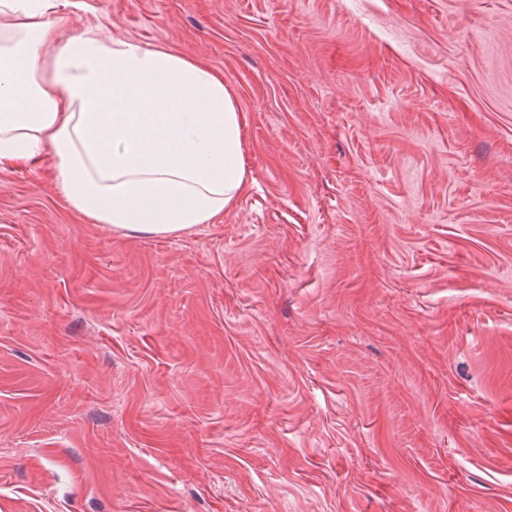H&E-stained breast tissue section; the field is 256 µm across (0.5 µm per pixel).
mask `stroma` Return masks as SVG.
I'll list each match as a JSON object with an SVG mask.
<instances>
[{"label": "stroma", "mask_w": 512, "mask_h": 512, "mask_svg": "<svg viewBox=\"0 0 512 512\" xmlns=\"http://www.w3.org/2000/svg\"><path fill=\"white\" fill-rule=\"evenodd\" d=\"M201 59L249 184L88 224L0 171V512H512V0H85Z\"/></svg>", "instance_id": "35a3bbf8"}]
</instances>
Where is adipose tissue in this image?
Instances as JSON below:
<instances>
[{
    "mask_svg": "<svg viewBox=\"0 0 512 512\" xmlns=\"http://www.w3.org/2000/svg\"><path fill=\"white\" fill-rule=\"evenodd\" d=\"M64 0H0V169L49 160L92 223L177 236L243 193L242 116L206 63L94 26Z\"/></svg>",
    "mask_w": 512,
    "mask_h": 512,
    "instance_id": "obj_1",
    "label": "adipose tissue"
}]
</instances>
